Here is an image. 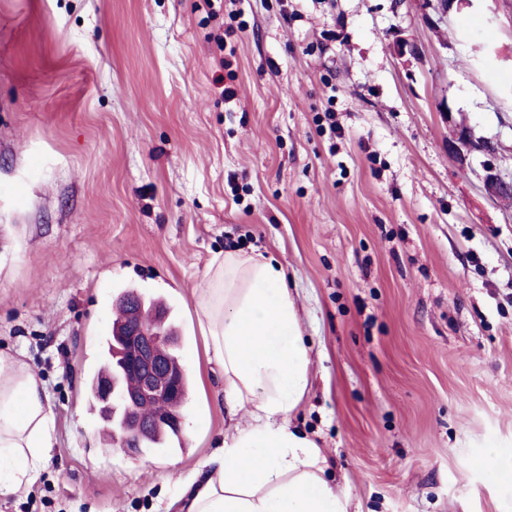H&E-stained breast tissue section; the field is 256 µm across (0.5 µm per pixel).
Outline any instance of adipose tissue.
<instances>
[{"label": "adipose tissue", "instance_id": "adipose-tissue-1", "mask_svg": "<svg viewBox=\"0 0 512 512\" xmlns=\"http://www.w3.org/2000/svg\"><path fill=\"white\" fill-rule=\"evenodd\" d=\"M194 298L206 356L231 411L249 408L223 448L178 476V512H348L317 444L291 430L310 385V348L283 267L262 255L214 257ZM49 394L23 353L0 352V496L32 486L56 440Z\"/></svg>", "mask_w": 512, "mask_h": 512}]
</instances>
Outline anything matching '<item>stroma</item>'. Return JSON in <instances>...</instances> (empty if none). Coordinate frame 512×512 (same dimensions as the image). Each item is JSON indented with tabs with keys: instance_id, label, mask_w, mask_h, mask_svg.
Masks as SVG:
<instances>
[{
	"instance_id": "35a3bbf8",
	"label": "stroma",
	"mask_w": 512,
	"mask_h": 512,
	"mask_svg": "<svg viewBox=\"0 0 512 512\" xmlns=\"http://www.w3.org/2000/svg\"><path fill=\"white\" fill-rule=\"evenodd\" d=\"M235 94L225 98V88ZM495 154L448 149L455 126ZM512 0H0V351L57 441L0 512H158L230 414L193 292L281 264L312 351L290 418L349 512H512ZM198 364L182 447L126 457L86 379L120 289ZM484 188L493 198L512 199V182L503 178L493 167L486 169Z\"/></svg>"
}]
</instances>
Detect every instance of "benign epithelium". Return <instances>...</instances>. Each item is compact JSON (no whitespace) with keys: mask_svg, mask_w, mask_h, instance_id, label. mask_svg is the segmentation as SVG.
<instances>
[{"mask_svg":"<svg viewBox=\"0 0 512 512\" xmlns=\"http://www.w3.org/2000/svg\"><path fill=\"white\" fill-rule=\"evenodd\" d=\"M448 147L459 156L461 162H466L473 148L468 130L457 129ZM484 188L493 198L512 199V182L492 167L486 169ZM165 323L166 320L160 317L154 322V327L148 328L138 321H130L117 331L123 342L124 365L138 379L134 390L116 392L108 376L103 377L93 389V396L106 412L117 407L127 408L129 416L121 420L117 447L131 458L137 457L136 447L145 428L154 426L179 430L182 427V416L169 409V404L180 399L182 369L174 368L170 363L171 341L167 332L163 331ZM145 402L162 406L167 412L145 418L139 413L140 406Z\"/></svg>","mask_w":512,"mask_h":512,"instance_id":"7a95c632","label":"benign epithelium"}]
</instances>
